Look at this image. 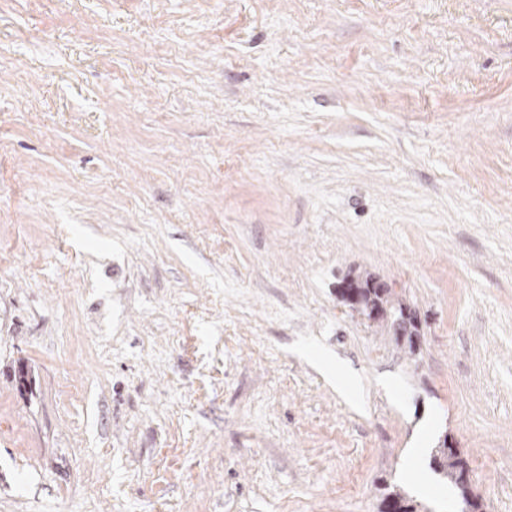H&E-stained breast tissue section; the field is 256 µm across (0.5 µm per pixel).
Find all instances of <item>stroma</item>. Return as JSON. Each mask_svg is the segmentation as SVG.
<instances>
[{
  "label": "stroma",
  "instance_id": "35a3bbf8",
  "mask_svg": "<svg viewBox=\"0 0 512 512\" xmlns=\"http://www.w3.org/2000/svg\"><path fill=\"white\" fill-rule=\"evenodd\" d=\"M445 441L512 512V0H0V512H379ZM338 288L341 297L346 304H348L350 309L366 316L369 320L379 321L386 319L382 317L383 309L381 307H374L372 305H368L367 307L363 306L360 292L365 289L375 291L371 293L366 290L363 295L366 304L371 302L375 305L380 304L381 306H387L397 315H401L403 311V304L393 296L386 284L375 278L368 279L367 282L364 283L355 279L353 276L348 277ZM383 290H385L383 293H379ZM418 326L419 321L416 313L406 309L403 311V317L395 321L393 328L398 336H417Z\"/></svg>",
  "mask_w": 512,
  "mask_h": 512
}]
</instances>
